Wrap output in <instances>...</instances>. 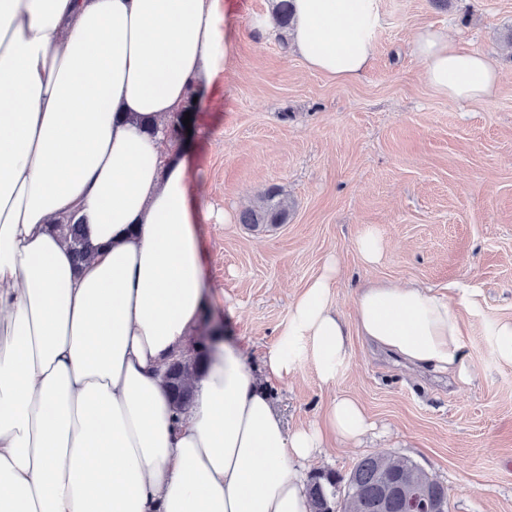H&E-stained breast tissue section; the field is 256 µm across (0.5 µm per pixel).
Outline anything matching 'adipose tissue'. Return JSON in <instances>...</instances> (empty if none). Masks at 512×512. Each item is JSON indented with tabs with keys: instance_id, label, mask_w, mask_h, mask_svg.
<instances>
[{
	"instance_id": "1",
	"label": "adipose tissue",
	"mask_w": 512,
	"mask_h": 512,
	"mask_svg": "<svg viewBox=\"0 0 512 512\" xmlns=\"http://www.w3.org/2000/svg\"><path fill=\"white\" fill-rule=\"evenodd\" d=\"M287 40L313 72L363 77L379 0H292ZM222 0H0V512H308V464L327 440L368 431L338 396L319 423L288 428L271 398L309 361L335 382L358 335L469 382L474 291L374 280L353 321L333 303L329 259L290 303L252 367L210 349L176 411L169 363L195 347L205 307L192 156L177 113L213 90L230 41ZM424 80L455 103L492 98L483 53L447 32L413 39ZM83 224L76 262L62 226Z\"/></svg>"
}]
</instances>
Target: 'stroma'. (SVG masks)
Here are the masks:
<instances>
[{
  "label": "stroma",
  "mask_w": 512,
  "mask_h": 512,
  "mask_svg": "<svg viewBox=\"0 0 512 512\" xmlns=\"http://www.w3.org/2000/svg\"><path fill=\"white\" fill-rule=\"evenodd\" d=\"M228 69L191 114L188 147L202 207L236 216L282 188L287 223L255 230L236 219L199 227L204 320L259 362L297 292L327 258L344 274L333 302L345 319L368 279L432 288L476 286L480 309L465 347L475 373L414 368L353 337L335 383L310 364L274 391L288 427L318 421L349 394L371 422L356 444L323 448L318 470L350 472L367 455L412 458L448 490L449 512H512V362L494 351V325L512 319V0H380L376 52L362 80L339 85L309 70L281 39L252 25L271 0H226ZM430 25L489 55L495 97L457 104L423 80L412 51ZM381 237L383 259L361 263L354 242Z\"/></svg>",
  "instance_id": "obj_1"
}]
</instances>
